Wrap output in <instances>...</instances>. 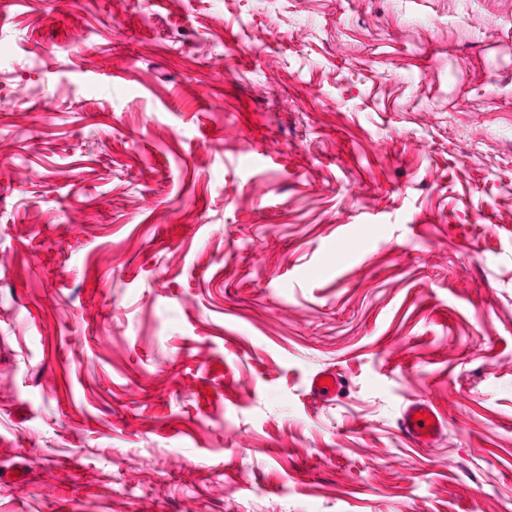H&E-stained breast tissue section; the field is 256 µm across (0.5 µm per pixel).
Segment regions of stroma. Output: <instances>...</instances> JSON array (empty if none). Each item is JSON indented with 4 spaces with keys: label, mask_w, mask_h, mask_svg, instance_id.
<instances>
[{
    "label": "stroma",
    "mask_w": 512,
    "mask_h": 512,
    "mask_svg": "<svg viewBox=\"0 0 512 512\" xmlns=\"http://www.w3.org/2000/svg\"><path fill=\"white\" fill-rule=\"evenodd\" d=\"M0 512H512V0H0ZM327 378L325 385L319 386L320 379ZM343 388L342 382L332 371H322L317 373L311 381V392L316 399H324L335 396ZM416 413L427 418L418 420ZM430 420V424L426 423ZM402 428L407 436L416 443L428 444L436 440L441 431V421L435 410L425 402L409 404L402 414Z\"/></svg>",
    "instance_id": "1"
}]
</instances>
